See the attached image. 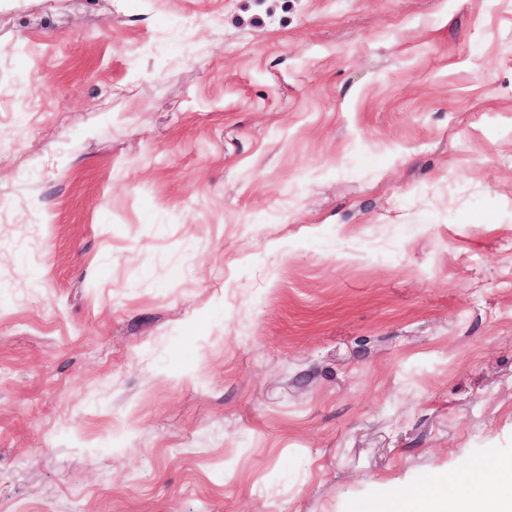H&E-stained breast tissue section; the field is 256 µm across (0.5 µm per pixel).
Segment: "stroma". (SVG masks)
Here are the masks:
<instances>
[{
  "label": "stroma",
  "mask_w": 512,
  "mask_h": 512,
  "mask_svg": "<svg viewBox=\"0 0 512 512\" xmlns=\"http://www.w3.org/2000/svg\"><path fill=\"white\" fill-rule=\"evenodd\" d=\"M497 459L512 0H0V512Z\"/></svg>",
  "instance_id": "stroma-1"
}]
</instances>
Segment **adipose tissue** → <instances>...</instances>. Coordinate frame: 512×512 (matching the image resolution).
<instances>
[{"mask_svg":"<svg viewBox=\"0 0 512 512\" xmlns=\"http://www.w3.org/2000/svg\"><path fill=\"white\" fill-rule=\"evenodd\" d=\"M483 464L450 470L447 478L412 500H399L387 512H512V497H502L482 478Z\"/></svg>","mask_w":512,"mask_h":512,"instance_id":"obj_1","label":"adipose tissue"}]
</instances>
